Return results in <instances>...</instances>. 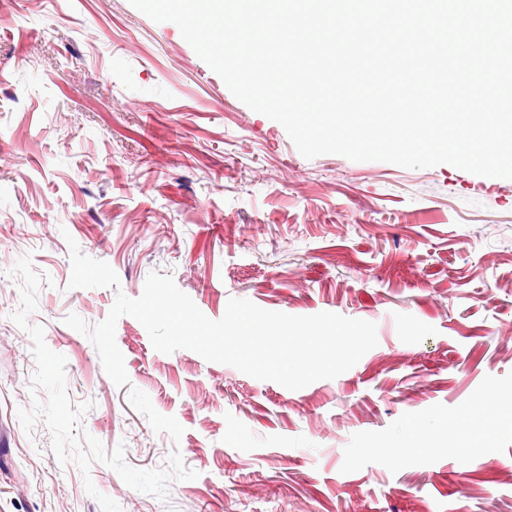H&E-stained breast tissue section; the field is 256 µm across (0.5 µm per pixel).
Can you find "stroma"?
Returning a JSON list of instances; mask_svg holds the SVG:
<instances>
[{"label":"stroma","instance_id":"obj_1","mask_svg":"<svg viewBox=\"0 0 512 512\" xmlns=\"http://www.w3.org/2000/svg\"><path fill=\"white\" fill-rule=\"evenodd\" d=\"M72 240L119 289L69 288ZM26 254L54 281L28 321L66 357L72 403L94 401L84 430L125 443L130 466L167 468L176 449L197 471L166 500L100 463L82 475L44 422L21 427L18 409L47 397L11 318ZM153 271L213 320L245 298L373 322L378 344L293 391L160 353L124 316L121 388L64 319L103 321ZM132 387L179 442L130 406ZM88 478L122 512H512V179L304 158L130 0H0V512H101Z\"/></svg>","mask_w":512,"mask_h":512}]
</instances>
